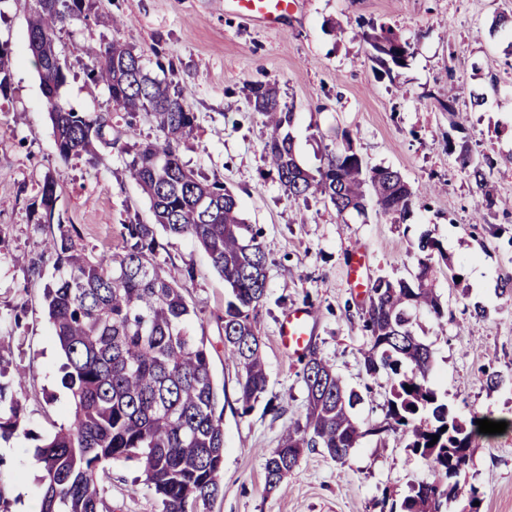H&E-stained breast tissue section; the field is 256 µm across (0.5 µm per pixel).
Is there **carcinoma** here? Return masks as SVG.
<instances>
[{
  "label": "carcinoma",
  "instance_id": "carcinoma-1",
  "mask_svg": "<svg viewBox=\"0 0 512 512\" xmlns=\"http://www.w3.org/2000/svg\"><path fill=\"white\" fill-rule=\"evenodd\" d=\"M96 0H32L28 44L33 53L53 128L55 149L66 163L96 146L110 147L112 118L78 112L62 103L60 90L69 70L56 50L57 34L74 21L86 20ZM374 62L390 71L408 65L411 43L393 28L369 25L361 32ZM86 77L104 85L126 124L141 112L149 115L161 136L125 150L126 168L148 197L155 222L131 220L121 225V245L89 259L78 247L75 226L57 225L46 252L58 277L44 291L49 318L64 353L62 383L70 391L67 424L37 446L43 463L41 512H106L99 468L109 460L132 462L143 484L161 500L162 512H206L222 491L224 474V406L211 371L206 336L191 329V308L182 288L166 276L157 261L161 234L188 236L208 254L213 269L229 288L224 300V352L242 370L238 380L243 413L267 386L262 349L256 331L266 297L267 258L260 233L242 218L236 196L218 179L195 174L182 163L178 146L195 126L188 94L171 89L154 76L144 54L127 45L83 46ZM11 49L0 44V97L10 93ZM247 97L266 118L270 132L264 151L289 196L321 195L338 215L365 211L368 201L387 216H405L413 192L400 172L370 167L354 150L349 132L343 146L326 154L322 165L304 168L285 128L296 113L280 106L276 83H251ZM473 181L476 212L494 204L489 170L494 160L474 157L466 143L448 142ZM56 181L45 177L40 190L38 224H52ZM424 253L412 280L374 281L368 290L364 330L370 346L363 353L366 373L393 377L383 422L367 428L353 415L360 395L343 384L335 369L315 348L304 355V419L294 421L278 448L265 459L270 490L283 483L307 449L321 448L344 462L367 435L383 438L401 433L412 452L429 461L448 479L441 491L419 482L400 507L390 512H440L442 501L459 494L453 478L466 465L481 433L466 428L428 384L432 363L429 345L414 335L408 311L427 308L443 315L434 288L431 256L439 249L429 237L419 241ZM412 390H406V387ZM0 438L21 424V407L6 400L0 386ZM439 439L429 445L432 436Z\"/></svg>",
  "mask_w": 512,
  "mask_h": 512
}]
</instances>
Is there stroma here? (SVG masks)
<instances>
[{"label": "stroma", "instance_id": "1", "mask_svg": "<svg viewBox=\"0 0 512 512\" xmlns=\"http://www.w3.org/2000/svg\"><path fill=\"white\" fill-rule=\"evenodd\" d=\"M285 29L270 30L225 11L224 0H103L101 16L66 27L57 48L69 79L61 98L81 112L111 115L113 147L61 162L38 72L28 49L26 0H0V43L12 49L11 94L0 100V386L19 401L22 422L0 439V486L10 512L39 506L40 438L67 424L69 392L60 383L61 351L45 310L44 290L55 279L44 253L47 232L32 209L45 176L56 181L54 216L77 227L88 256L118 248L123 223L150 224V202L125 168L124 146L152 140L157 131L140 117L128 135L123 113L104 88L88 83L79 51L111 41L161 62L162 79L193 100L197 127L180 143L187 168L224 182L247 223L260 228L268 259L267 296L256 329L268 384L249 413L238 398L239 371L224 352V280L205 250L188 237L167 238L158 260L182 287L196 315L192 326L207 338L214 380L224 405L222 492L207 512H381L412 484L435 478L402 434L361 439L345 463L322 449L305 451L284 485L267 491L265 456L277 448L291 420L305 411L304 362L289 357L278 328L291 308L314 313L310 344L330 360L361 400L355 416L381 422L392 381L369 376L363 353L366 286L380 277L411 279L417 242L429 235L442 318L411 311L412 329L432 349L429 382L462 423L472 417L506 421L505 433L479 442L457 481L463 495L441 512H469L477 490L480 512H512V300L500 287L512 278V35L490 36L493 18L512 13V0H300ZM386 24L414 45L405 68L383 73L360 38L363 24ZM276 83L299 161L320 165L326 150L349 132L371 166L401 173L413 193L404 217L337 216L319 198L288 197L264 161L266 130L247 99L246 84ZM485 97L471 104L472 93ZM454 98L466 113L454 127L440 103ZM468 142L492 157L495 204L474 223L477 197L448 154L449 142ZM365 253V287H355L349 262ZM195 276L186 279L184 271ZM486 310L473 316L474 304ZM503 384L490 388L488 374ZM103 497L110 512H161L160 500L134 464H103Z\"/></svg>", "mask_w": 512, "mask_h": 512}]
</instances>
